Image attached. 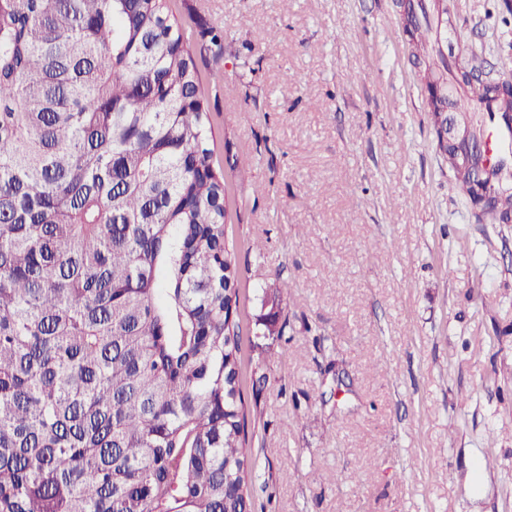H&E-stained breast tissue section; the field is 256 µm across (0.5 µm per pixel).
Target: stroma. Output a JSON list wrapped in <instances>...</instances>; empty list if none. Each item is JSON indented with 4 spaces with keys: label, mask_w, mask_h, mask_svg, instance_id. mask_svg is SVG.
<instances>
[{
    "label": "stroma",
    "mask_w": 512,
    "mask_h": 512,
    "mask_svg": "<svg viewBox=\"0 0 512 512\" xmlns=\"http://www.w3.org/2000/svg\"><path fill=\"white\" fill-rule=\"evenodd\" d=\"M433 2L174 0L188 37L224 29L225 63H198L213 147L250 161L228 212L251 512H512V224L452 190L407 19ZM446 4L501 80L512 0ZM278 277L286 343L256 334Z\"/></svg>",
    "instance_id": "stroma-1"
}]
</instances>
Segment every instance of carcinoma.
Here are the masks:
<instances>
[{
	"label": "carcinoma",
	"mask_w": 512,
	"mask_h": 512,
	"mask_svg": "<svg viewBox=\"0 0 512 512\" xmlns=\"http://www.w3.org/2000/svg\"><path fill=\"white\" fill-rule=\"evenodd\" d=\"M172 0H0V512H249L239 270L196 52ZM479 224L512 181L445 139ZM486 98L512 109V91ZM278 281L260 335L286 336Z\"/></svg>",
	"instance_id": "carcinoma-1"
}]
</instances>
